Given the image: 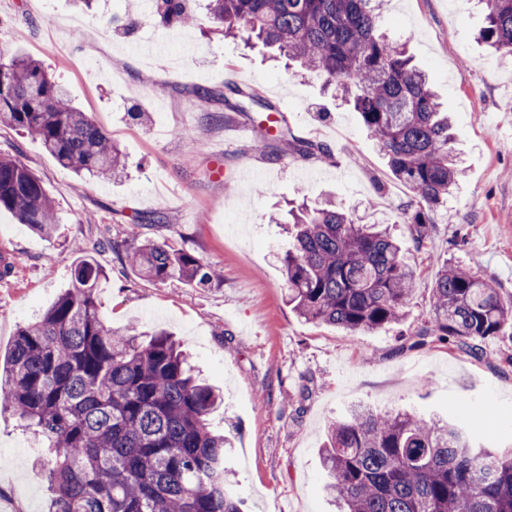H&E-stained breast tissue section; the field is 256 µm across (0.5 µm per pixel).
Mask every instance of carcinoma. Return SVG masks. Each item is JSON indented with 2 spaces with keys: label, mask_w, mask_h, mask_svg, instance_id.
Instances as JSON below:
<instances>
[{
  "label": "carcinoma",
  "mask_w": 512,
  "mask_h": 512,
  "mask_svg": "<svg viewBox=\"0 0 512 512\" xmlns=\"http://www.w3.org/2000/svg\"><path fill=\"white\" fill-rule=\"evenodd\" d=\"M164 27L196 23L188 0H154ZM383 0H210L224 37L254 39L323 81L357 112L393 175L412 191L407 217L420 250L430 214L463 174L452 122L406 44L380 32ZM479 39L512 58V0H485ZM0 124L40 141L62 166L102 180L123 173L124 156L107 132L73 106L36 60L0 63ZM329 157L326 147L288 128L256 148ZM43 237L58 223L40 180L0 153V210ZM296 235L281 258L288 304L308 322L349 333L403 320L414 271L390 231L367 224L332 199L290 212ZM99 245L145 279L205 287L217 275L198 257L147 240ZM105 274L86 257L68 289L35 321L18 328L0 376V409L16 415L54 452L41 476L48 512H247L225 458L232 438L209 417L219 392L199 380L164 331L148 342L133 327L112 329L100 311ZM512 327V300L476 272L443 263L435 274L432 317L414 345L464 346ZM325 491L338 512H512V448L472 442L465 426L413 412L355 407L328 431Z\"/></svg>",
  "instance_id": "obj_1"
}]
</instances>
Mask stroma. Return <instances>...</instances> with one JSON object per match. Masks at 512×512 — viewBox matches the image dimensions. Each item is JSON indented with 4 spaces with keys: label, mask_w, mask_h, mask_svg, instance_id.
Returning <instances> with one entry per match:
<instances>
[{
    "label": "stroma",
    "mask_w": 512,
    "mask_h": 512,
    "mask_svg": "<svg viewBox=\"0 0 512 512\" xmlns=\"http://www.w3.org/2000/svg\"><path fill=\"white\" fill-rule=\"evenodd\" d=\"M199 18L166 43V28L142 15L140 0H0V63L24 54L68 89L123 151L113 180L80 178L40 142L0 126V153L38 176L60 219L53 239L0 211V252L14 258L0 278V362L18 326L35 320L68 287L79 253L104 271L101 312L116 329L174 334L224 403L215 422L234 426L229 459L249 512H332L319 450L328 426L365 405L426 416L471 418L477 439L512 442V336L483 342L481 357L454 346H415L431 319V293L446 261L467 266L512 296V59L475 39L486 12L478 0H388L382 29L405 42L455 120L465 175L431 215L425 248L414 249L406 214L413 199L394 177L357 113L324 94L319 81L292 76L265 49L212 33L208 0H190ZM136 18L127 28V18ZM255 90L271 112L230 110L193 89ZM151 113L144 126L131 109ZM295 135L327 145L330 157L254 149L269 116ZM223 169L224 181L214 180ZM316 181H305L307 172ZM384 224L415 271L400 323L356 335L299 318L285 300L280 256L293 244L289 205L323 194ZM157 212L161 224H139ZM167 243L215 265L199 288L136 275L100 239ZM49 454L20 421L0 414V505L45 512L36 470Z\"/></svg>",
    "instance_id": "stroma-1"
}]
</instances>
